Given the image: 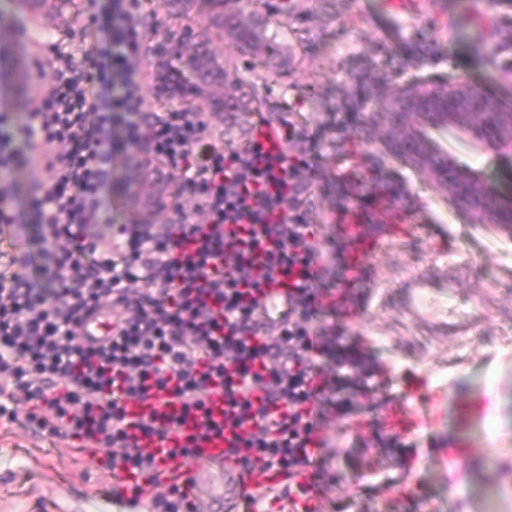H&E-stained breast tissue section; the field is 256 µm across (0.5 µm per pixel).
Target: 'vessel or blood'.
<instances>
[{
  "mask_svg": "<svg viewBox=\"0 0 512 512\" xmlns=\"http://www.w3.org/2000/svg\"><path fill=\"white\" fill-rule=\"evenodd\" d=\"M392 226L407 223L408 217L397 210L380 207L369 217ZM356 208L349 209L344 217L348 237L352 240L351 264L359 266L371 258L381 240L364 234L361 225L366 219ZM288 289L273 282L264 290L262 302L270 321H277L291 307ZM455 295L453 285L441 284L423 276L409 278L403 285L401 305L416 321L426 322L435 329L447 333H460L465 324L462 319L450 315L451 302ZM127 418L137 422L152 413H178L179 403L160 404L158 399L146 401L130 400L125 404ZM243 432L240 428L226 425L221 434L210 435L197 441L192 461L170 458L167 444L154 439L139 438L138 446L151 454L161 471L166 485L186 487L188 497L198 512H243L247 497L259 496L267 488L285 484V476L276 470L259 471L246 467L237 449L241 445ZM139 485L145 495H152L154 487L146 485L144 476L116 471L112 489L120 500L124 512H141V505L131 500L130 489Z\"/></svg>",
  "mask_w": 512,
  "mask_h": 512,
  "instance_id": "1",
  "label": "vessel or blood"
}]
</instances>
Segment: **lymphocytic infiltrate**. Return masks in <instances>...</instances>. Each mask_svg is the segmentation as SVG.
I'll use <instances>...</instances> for the list:
<instances>
[{"label": "lymphocytic infiltrate", "instance_id": "f902f5d3", "mask_svg": "<svg viewBox=\"0 0 512 512\" xmlns=\"http://www.w3.org/2000/svg\"><path fill=\"white\" fill-rule=\"evenodd\" d=\"M146 18L143 0H113L99 53L47 44L35 62L47 94L24 124L0 113V168L45 173L29 201L40 264L19 247L0 260V419L15 420L3 397L20 390L33 429L107 452L110 469L148 475L154 460L133 430L171 443L174 456L191 457L193 442L151 420L130 426L124 400L170 395L204 416L220 392L226 420L262 423L242 440L244 463L291 478L263 492L273 504L335 481L333 441L323 439L316 456L308 448L329 419L346 423L365 409L363 444L406 453L380 418L401 401L381 394L390 377L350 328L372 269L348 276L352 242L339 215L326 226L310 219L319 156L291 151L318 133L282 118L277 146L266 147L256 126L235 148L175 96L147 95L173 71L149 60ZM127 152L178 173L164 227L112 221V161ZM336 193L366 214L406 188L374 165L337 177ZM277 279L293 300L271 333L261 297ZM137 282L142 291L131 293ZM110 304L125 310L111 340L84 342V321Z\"/></svg>", "mask_w": 512, "mask_h": 512}]
</instances>
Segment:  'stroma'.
<instances>
[{
	"label": "stroma",
	"instance_id": "stroma-1",
	"mask_svg": "<svg viewBox=\"0 0 512 512\" xmlns=\"http://www.w3.org/2000/svg\"><path fill=\"white\" fill-rule=\"evenodd\" d=\"M155 16L149 44L185 42L222 62L210 100L191 99L225 141L242 144L259 120L291 114L297 130L321 133L325 186L314 222L331 215L339 158L358 170L379 164L401 178L412 228L384 241L372 257L363 314L352 330L378 362L397 368L388 393L405 399L416 418L404 438L407 458L349 440L336 451L338 482L322 512H359L364 488H377L370 512H395L399 491L420 499L419 512H481L479 491L493 486L498 512H512V230L465 213L433 170L397 150L400 132L389 104L404 90L472 85L512 108V0H424L420 12L392 18L387 0H224L216 19L198 0H147ZM112 13V0H71L68 19H42L6 41L0 71L31 66L34 45L55 40L92 49L97 31L75 13ZM29 79H11L0 112L16 122L45 95ZM358 112L360 126L336 131V115ZM431 141L472 163L498 188L512 180V152L473 141L454 128L429 130ZM133 162L112 163V221L139 212L129 193ZM424 275L456 285V313L466 334L451 336L417 323L400 306L402 283ZM0 512H120L107 469L66 440L39 436L23 421H0Z\"/></svg>",
	"mask_w": 512,
	"mask_h": 512
}]
</instances>
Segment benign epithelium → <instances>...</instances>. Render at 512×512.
Returning <instances> with one entry per match:
<instances>
[{"instance_id": "benign-epithelium-1", "label": "benign epithelium", "mask_w": 512, "mask_h": 512, "mask_svg": "<svg viewBox=\"0 0 512 512\" xmlns=\"http://www.w3.org/2000/svg\"><path fill=\"white\" fill-rule=\"evenodd\" d=\"M57 1L66 2L16 0V8L21 13L38 9L47 15L52 12L51 4ZM392 110L398 113V124L404 131L401 149L421 166L434 165L436 146L426 136L428 128L458 129L497 150H512V110L470 85L451 90H417L395 101ZM441 173L464 210L492 224L512 228V203L501 202L495 187L482 180L476 171L458 167L451 173L446 169Z\"/></svg>"}]
</instances>
